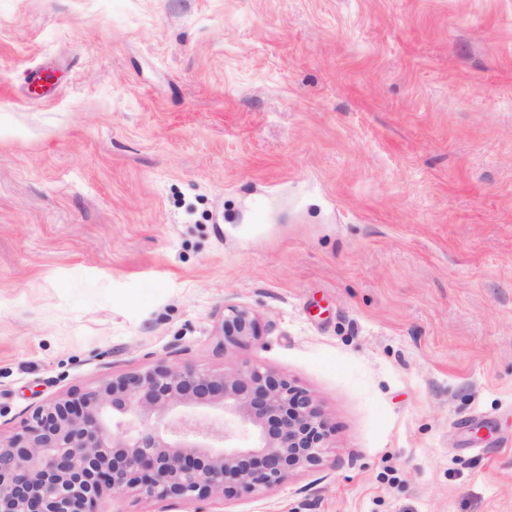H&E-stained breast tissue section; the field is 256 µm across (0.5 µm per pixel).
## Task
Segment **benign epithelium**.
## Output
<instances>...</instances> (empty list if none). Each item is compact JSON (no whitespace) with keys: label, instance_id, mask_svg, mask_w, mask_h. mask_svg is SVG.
Instances as JSON below:
<instances>
[{"label":"benign epithelium","instance_id":"obj_1","mask_svg":"<svg viewBox=\"0 0 512 512\" xmlns=\"http://www.w3.org/2000/svg\"><path fill=\"white\" fill-rule=\"evenodd\" d=\"M219 330L225 346L263 336L236 305ZM329 435L313 396L277 373L160 359L47 399L0 434V512H97L107 489L161 501L247 496L318 466Z\"/></svg>","mask_w":512,"mask_h":512}]
</instances>
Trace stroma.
Wrapping results in <instances>:
<instances>
[{
  "label": "stroma",
  "mask_w": 512,
  "mask_h": 512,
  "mask_svg": "<svg viewBox=\"0 0 512 512\" xmlns=\"http://www.w3.org/2000/svg\"><path fill=\"white\" fill-rule=\"evenodd\" d=\"M161 358L329 446L100 512H512V0H0V433ZM219 330L223 348L227 345H246L263 336V326L259 318L250 310L236 305L224 307L219 318Z\"/></svg>",
  "instance_id": "35a3bbf8"
}]
</instances>
